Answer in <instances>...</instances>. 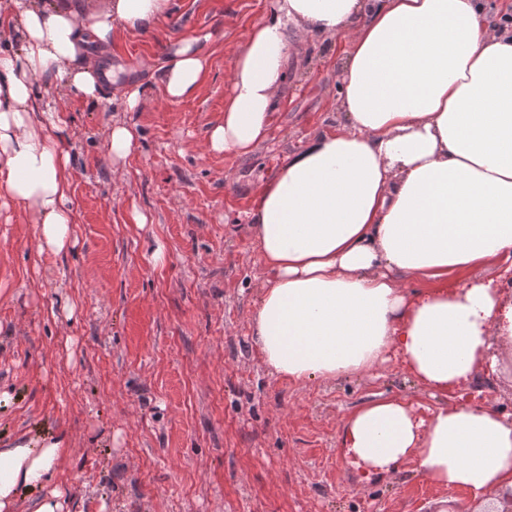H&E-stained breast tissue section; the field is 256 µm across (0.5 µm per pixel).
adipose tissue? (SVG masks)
<instances>
[{
    "instance_id": "obj_1",
    "label": "adipose tissue",
    "mask_w": 512,
    "mask_h": 512,
    "mask_svg": "<svg viewBox=\"0 0 512 512\" xmlns=\"http://www.w3.org/2000/svg\"><path fill=\"white\" fill-rule=\"evenodd\" d=\"M174 0L75 4L0 0V207L24 211L40 251L72 243V170L61 146L69 119L41 109L40 79L97 100L95 47L121 31L148 33ZM344 38L339 112L267 180L248 214L271 272L250 314L271 371L294 383L367 375L397 358L434 392L507 373L512 357V25L485 0H269L235 57L212 152L252 154L272 130L290 70L309 38ZM153 85L112 80L135 111L152 90L194 98L207 70L200 38L168 47ZM496 263V279L449 285L450 274ZM424 283L418 293L402 277ZM344 446L365 476L404 462L443 489L502 512L512 493V417L487 404L415 417L378 398L344 423ZM69 453L65 434L0 448V512H65L48 487Z\"/></svg>"
}]
</instances>
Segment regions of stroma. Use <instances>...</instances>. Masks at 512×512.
<instances>
[{"instance_id": "35a3bbf8", "label": "stroma", "mask_w": 512, "mask_h": 512, "mask_svg": "<svg viewBox=\"0 0 512 512\" xmlns=\"http://www.w3.org/2000/svg\"><path fill=\"white\" fill-rule=\"evenodd\" d=\"M268 0H174L152 32H123L106 57L150 82L174 41L210 34L198 95L159 94L120 112L43 84L44 107L73 121L74 245L39 251L35 226L0 210V446L65 433L52 475L69 512H475L461 489L433 486L412 462L365 478L341 445L363 402L400 398L429 418L444 402L399 360L376 372L298 384L263 362L250 313L270 273L247 214L262 184L306 138L335 126L338 72L310 40L290 72L269 140L251 155L211 153L227 76ZM138 132L119 167L108 160L114 117ZM148 217L131 223L132 209ZM165 267L149 261L156 245Z\"/></svg>"}]
</instances>
